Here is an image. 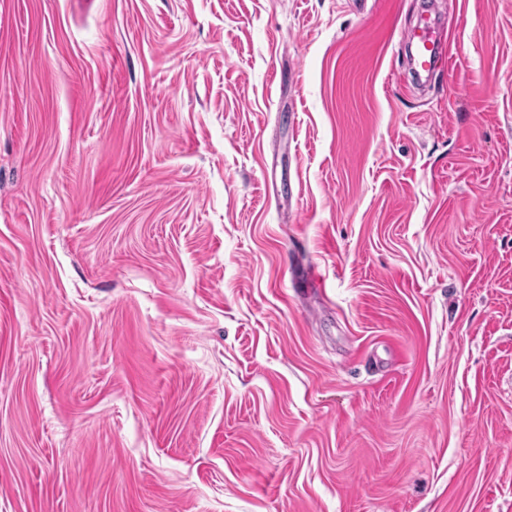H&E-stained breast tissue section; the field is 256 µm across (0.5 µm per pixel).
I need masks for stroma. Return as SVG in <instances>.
<instances>
[{"label": "stroma", "mask_w": 512, "mask_h": 512, "mask_svg": "<svg viewBox=\"0 0 512 512\" xmlns=\"http://www.w3.org/2000/svg\"><path fill=\"white\" fill-rule=\"evenodd\" d=\"M422 4L0 0V512H512V0ZM410 48L414 45L416 55H412L414 72H430L435 67L447 63L449 59V37L436 17L421 15L420 22L403 38Z\"/></svg>", "instance_id": "1"}]
</instances>
